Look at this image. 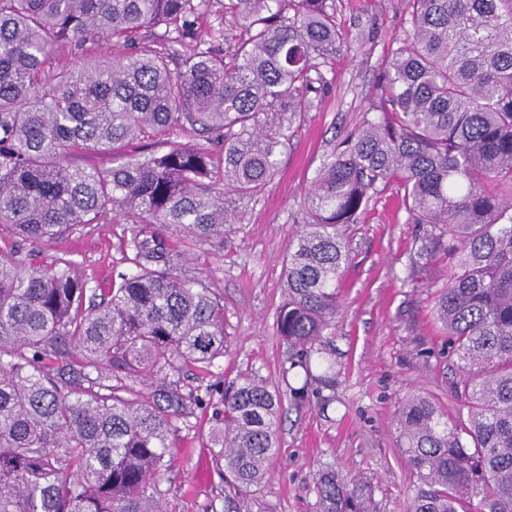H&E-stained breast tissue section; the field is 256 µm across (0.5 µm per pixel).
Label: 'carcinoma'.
I'll return each mask as SVG.
<instances>
[{"mask_svg": "<svg viewBox=\"0 0 512 512\" xmlns=\"http://www.w3.org/2000/svg\"><path fill=\"white\" fill-rule=\"evenodd\" d=\"M333 2L229 0L242 34L221 50L222 30L200 34L215 0H0V228L36 243L115 210L135 224L134 270L108 288L66 259L42 268L0 253V512H167L159 485L187 410L179 368L211 366L227 337L224 307L183 273L164 232L222 235L224 192L255 197L274 180L322 97L320 60L341 42ZM404 12L383 72L390 110L333 149L308 187L277 333L297 350L287 371L334 382L324 338L341 307L345 227L397 181L423 226L411 264L448 260L434 315L468 417L460 429L420 393L400 402L416 478L406 512H512V0H404ZM103 39L124 53L46 69L58 47ZM187 126L205 142L170 139ZM145 138L167 148L122 153L106 170L73 162ZM280 405L250 378L224 395L212 438L224 512L264 477ZM315 487L318 512H378L366 477L327 468Z\"/></svg>", "mask_w": 512, "mask_h": 512, "instance_id": "obj_1", "label": "carcinoma"}]
</instances>
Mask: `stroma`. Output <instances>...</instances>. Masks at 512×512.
<instances>
[{"label": "stroma", "mask_w": 512, "mask_h": 512, "mask_svg": "<svg viewBox=\"0 0 512 512\" xmlns=\"http://www.w3.org/2000/svg\"><path fill=\"white\" fill-rule=\"evenodd\" d=\"M343 40L323 65L327 90L294 128L281 169L254 199L230 197L231 224L223 237L191 243L178 231L167 238L185 253L186 274L203 280L224 305L228 347L212 367L183 368L188 412L170 436L162 484L169 512H224V482L211 437L224 411V392L248 377L279 391L280 446L262 480L239 498L240 512H317L314 480L330 466L372 478L380 512H404L415 478L399 450L394 422L408 394L429 395L449 418L465 421L459 362L433 306L448 272L410 258L422 232L404 209L397 182L379 186L356 223L348 225L350 261L341 284L342 306L328 348L336 381H312L296 405L282 368L293 352L276 333L285 300L286 258L305 221V192L324 157L364 119L383 109L379 84L390 38L405 25L403 0H334ZM132 226L116 212L63 239L19 242L0 231V252L36 254L43 265L69 259L90 285L106 288L129 272Z\"/></svg>", "instance_id": "1"}]
</instances>
